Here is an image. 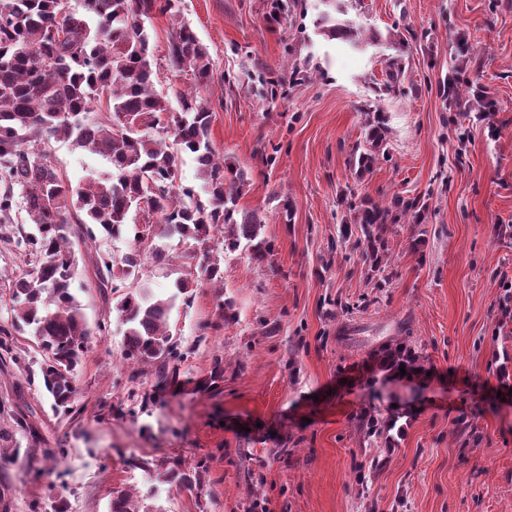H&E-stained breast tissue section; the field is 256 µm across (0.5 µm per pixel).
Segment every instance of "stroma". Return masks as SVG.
Instances as JSON below:
<instances>
[{"instance_id": "35a3bbf8", "label": "stroma", "mask_w": 512, "mask_h": 512, "mask_svg": "<svg viewBox=\"0 0 512 512\" xmlns=\"http://www.w3.org/2000/svg\"><path fill=\"white\" fill-rule=\"evenodd\" d=\"M335 17L373 32L358 51L320 34L321 0L270 25L267 0H182L181 19L206 45L214 78L201 95L213 111L210 140L248 173L240 207L262 214L274 244L256 262L224 260L236 319L198 342L215 291L177 305L170 329L193 346L176 383L151 373L130 381L123 327L94 336L76 373L80 414L50 407L41 351L16 337L19 363L0 361V512H109L113 491L140 512H512V401L494 397L512 355V324L500 327V286L512 276V0H335ZM171 17L147 23L161 94L192 87L164 60ZM480 53L452 51L459 37ZM408 45L400 89L376 97L391 42ZM297 80H290L291 70ZM463 72L457 107L444 93ZM496 110L484 113L483 101ZM387 116L385 157L362 179L352 148L369 104ZM51 160L72 184L110 177L100 156L55 142ZM376 202L427 198L423 223L402 217L388 235L387 287L375 288L360 253L332 251L347 185ZM294 207L283 223L273 195ZM122 239L79 247L71 291L89 324L112 307L93 281L92 254L121 256ZM349 303L336 309L335 300ZM414 349L422 375L384 380L388 345ZM224 355L214 377L212 358ZM399 419L397 450L367 489L359 465L387 446L367 437L366 415ZM204 463L187 492L159 471Z\"/></svg>"}]
</instances>
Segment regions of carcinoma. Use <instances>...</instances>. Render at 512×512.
I'll return each instance as SVG.
<instances>
[{
  "label": "carcinoma",
  "mask_w": 512,
  "mask_h": 512,
  "mask_svg": "<svg viewBox=\"0 0 512 512\" xmlns=\"http://www.w3.org/2000/svg\"><path fill=\"white\" fill-rule=\"evenodd\" d=\"M302 0H272L270 19L290 14ZM179 0H82L69 10L63 0H0V240L14 241L32 256L33 266L9 286L10 327L0 326V350L12 354V332H27L43 352L39 369L51 408L76 412L75 370L89 337L108 331L105 321L91 329L69 292L77 268L74 246L103 234L128 240L120 259L97 256L95 285L112 295V310L125 327L123 361L135 381L148 366L159 382L180 374L190 349L174 339L169 318L178 297L188 305L193 289L224 281L220 257L245 248L257 260L272 251L264 223L244 212L238 200L249 179L224 162L210 142L212 111L200 95L213 78L206 47L185 23L168 37L167 65L191 73L194 87L178 92V107L155 91L157 62L145 23L155 15L176 17ZM67 25L63 38L53 33L57 20ZM323 33L351 48L367 39L366 29L320 19ZM407 45L396 41L384 90L391 92L402 74ZM365 145L353 147L357 172L370 170L385 140L383 113L367 111ZM66 139L74 148L112 163L104 181L74 186L51 163L52 142ZM198 163L205 199L179 178L181 162ZM22 191L24 221L15 222V189ZM349 216L342 220L338 243L363 250L377 277L389 285L385 235L409 213L424 220L420 198L393 197L388 205L352 200L355 188L341 191ZM149 223H139L140 204ZM175 240L177 244L169 245ZM181 260L175 292L153 295L138 284L144 256ZM216 320L200 326V337L236 319L233 302L216 292Z\"/></svg>",
  "instance_id": "cac0c4a2"
}]
</instances>
